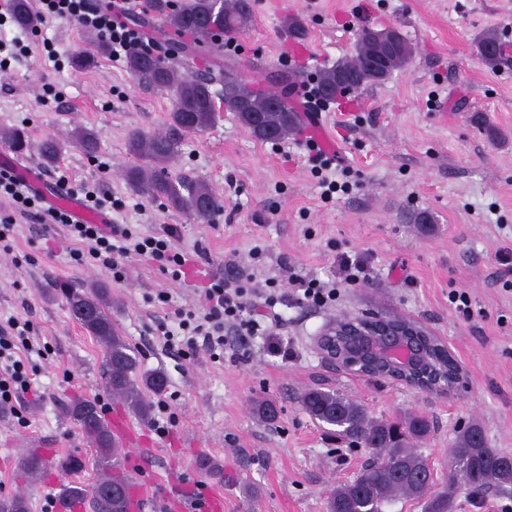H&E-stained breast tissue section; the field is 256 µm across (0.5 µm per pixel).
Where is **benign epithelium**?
<instances>
[{
    "mask_svg": "<svg viewBox=\"0 0 512 512\" xmlns=\"http://www.w3.org/2000/svg\"><path fill=\"white\" fill-rule=\"evenodd\" d=\"M317 347L330 364L354 375L391 379L432 395L452 394L442 381L428 379L431 349L444 344L416 321L373 313L338 318L321 331Z\"/></svg>",
    "mask_w": 512,
    "mask_h": 512,
    "instance_id": "7a95c632",
    "label": "benign epithelium"
}]
</instances>
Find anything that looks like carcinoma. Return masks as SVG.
<instances>
[{"mask_svg": "<svg viewBox=\"0 0 512 512\" xmlns=\"http://www.w3.org/2000/svg\"><path fill=\"white\" fill-rule=\"evenodd\" d=\"M150 11L164 16L172 53L187 63L211 46L215 36L240 33L252 21V5L248 0H175L173 3L150 0ZM13 12L19 27L33 29L38 25L30 0H13ZM185 34H196L199 41L180 40ZM381 35L380 31L362 30L353 56L317 74L319 88L334 96L340 77L346 73L356 74L358 83L365 87L384 81L392 71L406 64L413 54V46L406 37L395 33L398 51L388 58L383 69L370 67L372 48ZM476 47L485 66L494 69L500 64L503 48L494 31H484ZM127 68L143 83L156 89H171L174 93L170 133L147 136L134 132L130 136V152L146 166L129 168L128 184L143 194L164 199L171 208L200 221L210 220L220 210L215 192L204 182L172 175L169 167L180 152V133L204 132L215 124L217 105L211 88L213 81H220L224 87V110L236 113L241 124L259 141L264 136L251 123L254 112L262 113L263 124L274 129L280 140L299 123L297 110L288 104V98L253 88L229 61L218 69V76L199 78L180 71L172 58L154 62L142 51L132 49L127 55ZM0 138L17 154L27 148L28 135L22 129H7ZM72 142L88 154L97 148L95 134L88 128L76 129ZM62 150L63 144L47 139L41 145L40 155L49 163ZM63 297L74 318L105 346L107 387L122 396L140 418H149L151 395L163 392L167 379L161 372L140 370L135 351L119 336L112 321L108 288L97 281L82 289H68ZM300 404L313 419L332 427L336 436L373 450V457L356 478L337 485L330 493L327 512H384L386 505L401 496L421 501L424 512H453L454 496L461 490L471 495L512 490V454L488 447L477 422L457 432L449 448L455 459V470L448 489L433 495V482L426 471L427 459L416 448L431 432L426 417L413 414L397 421L378 420L342 393L321 387L305 391ZM70 413L98 449L97 478L92 483L69 482L62 487L59 498L79 502L87 512H129L131 481L122 468L124 451L112 436L98 405L92 400H78L72 404ZM44 465L45 460L35 451L19 461L20 470L31 477L43 470ZM85 465V459L75 454L63 457L58 463L61 470L70 474L82 472ZM0 512H29L28 500L21 494L0 496Z\"/></svg>", "mask_w": 512, "mask_h": 512, "instance_id": "1", "label": "carcinoma"}]
</instances>
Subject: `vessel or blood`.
I'll return each instance as SVG.
<instances>
[{
	"mask_svg": "<svg viewBox=\"0 0 512 512\" xmlns=\"http://www.w3.org/2000/svg\"><path fill=\"white\" fill-rule=\"evenodd\" d=\"M0 167L13 171L23 179L30 190L40 195L50 208L67 212L73 223H109L110 218L105 213L88 209L77 197L66 194L51 185L39 169L23 164L9 153L0 154Z\"/></svg>",
	"mask_w": 512,
	"mask_h": 512,
	"instance_id": "b4317fda",
	"label": "vessel or blood"
}]
</instances>
